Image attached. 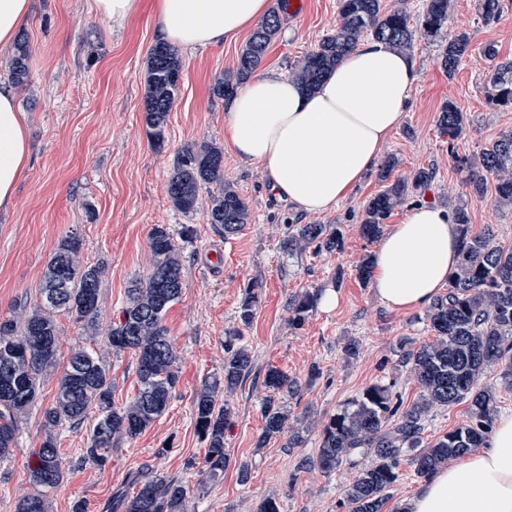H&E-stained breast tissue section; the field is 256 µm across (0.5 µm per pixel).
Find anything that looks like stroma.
<instances>
[{"mask_svg": "<svg viewBox=\"0 0 512 512\" xmlns=\"http://www.w3.org/2000/svg\"><path fill=\"white\" fill-rule=\"evenodd\" d=\"M305 2L304 13L284 14L262 69L291 74L331 32L338 0ZM505 3L500 19L486 26L478 19L476 0H455L444 33L416 39L413 56L420 78L383 152L398 158L396 175L419 167L435 170L433 182L408 206L431 203L450 209L466 202L473 230L492 225L497 240L508 245L512 210L495 207L494 188L480 197L470 194L452 160L456 153H478L512 130V111L487 102L489 63L481 54L491 46L498 60H512V0ZM153 4L141 0L138 12L115 27L91 10L90 0H32L21 28L31 48L30 77L14 92L27 119L29 164L13 206L0 209V319L20 317L23 304L35 302L58 241L73 232L82 240L81 261L105 266L99 326L107 328L117 319L130 283L153 265L152 226L165 224L176 234L186 224L194 230L191 241L179 244L184 287L164 318L180 357L174 398L142 434L116 445L104 468L73 464L50 499V512H71L81 499L88 512H112L113 493L136 491V478L151 472L186 487L189 512H258L269 497L279 500L283 512H339L350 469L325 473L306 464L317 453L324 423L375 383L392 385L404 405L417 401L420 387L397 367L396 351L401 342L418 346L432 339L424 310H390L370 282L357 277L362 258L377 248L361 235L360 215L383 185L370 175L353 195L319 215L296 212L270 192L262 167L241 161L227 144L224 101L211 91L218 76L235 69L243 46L239 40L180 49L182 76L168 117L167 143L155 149L143 120L147 59L159 40ZM462 31L471 38V51L450 76L438 57L449 35ZM448 101L467 119L463 135L453 142L437 126ZM203 141L221 147L225 180L251 206L250 223L231 238L209 223L206 208L184 214L168 199L178 156ZM408 206L395 209L389 224L399 223ZM291 224L340 225L344 247L288 253L281 243ZM251 284L258 287V304L243 330L255 373L228 396L234 412L225 433L230 463L223 480L205 485L206 443L195 431L193 398L204 378L221 373L224 336L240 327L238 307ZM326 288L338 292V307L330 312L314 308L301 325H292L291 299ZM353 340L359 353L350 359L345 347ZM271 366L302 384L289 406L292 414L313 421L303 447H287L282 437L265 448L255 446L263 427L262 381ZM314 367L319 375L313 379ZM56 385V378L45 381L41 408L23 421L15 448L0 459V512H15L18 499L32 490L30 451L40 445L41 409L51 403ZM243 462L251 466L244 483L238 478Z\"/></svg>", "mask_w": 512, "mask_h": 512, "instance_id": "1", "label": "stroma"}]
</instances>
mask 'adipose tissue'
Masks as SVG:
<instances>
[{"instance_id":"ef3b65f1","label":"adipose tissue","mask_w":512,"mask_h":512,"mask_svg":"<svg viewBox=\"0 0 512 512\" xmlns=\"http://www.w3.org/2000/svg\"><path fill=\"white\" fill-rule=\"evenodd\" d=\"M270 11L269 0H154L158 34L186 49L237 40ZM419 80L411 54L361 40L314 91L282 73L248 80L224 103V136L241 160L260 165L270 190L296 210L321 214L374 170ZM29 161L26 117L0 84V208L13 204ZM459 258L449 209L423 203L381 239L372 286L389 309L433 303ZM407 512H512V415L484 448L435 472Z\"/></svg>"}]
</instances>
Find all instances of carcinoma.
Returning a JSON list of instances; mask_svg holds the SVG:
<instances>
[{
  "label": "carcinoma",
  "instance_id": "cac0c4a2",
  "mask_svg": "<svg viewBox=\"0 0 512 512\" xmlns=\"http://www.w3.org/2000/svg\"><path fill=\"white\" fill-rule=\"evenodd\" d=\"M452 0H423L422 11L411 18L403 9L385 11L381 0H339L336 27L325 36L292 72L291 79L305 90L316 89L322 78L364 37L383 41L402 52H413L416 35L436 36L448 24ZM504 0H477L478 16L485 25L496 22L504 11ZM283 4L271 11L252 32L240 51L236 70L216 79L213 93L228 98L262 63L281 26ZM465 32L448 38L440 54V66L448 76L458 70L469 53ZM484 57L492 62L488 81L489 104L512 110V61L495 62L496 52L487 47ZM31 49L28 38L18 37L11 50L9 77L22 86L29 77ZM182 64L177 49L156 43L147 60L144 94V123L152 144L166 143L169 113L179 90ZM466 118L453 103H445L438 116L440 134L448 137V148L461 136ZM458 172L469 192L481 195L486 175L495 178L494 203L512 208V132H506L479 155L455 157ZM398 160L389 155L381 163L383 189L364 205L360 230L377 239L392 211L403 205L410 193L427 186L431 169L421 167L406 178L391 179ZM219 184L209 196L210 223L237 234L249 223V201L232 184L224 181L222 151L208 143L187 151L177 160L168 180L172 206L183 213L195 211L204 184ZM459 234L460 259L448 277L447 293L426 311L427 328L433 341L414 347L403 343L398 363L410 369L421 388L418 401L402 409L392 385L368 386L340 413L324 424L317 455L308 465L324 472L342 466L357 473L342 492L338 508L343 512H383L391 486L399 479L401 457L418 478L426 479L475 448L484 445L498 413L496 389L482 383L485 371L501 367V379L512 388V248L497 242L494 230L472 229L467 204L459 202L452 211ZM155 263L143 277L127 288L126 303L105 336L112 354L130 353L136 361L137 393L117 407L112 402L110 366L96 351L85 347L71 350L58 379L52 403L43 410L44 434L32 451L30 483L33 492L16 504V512H48L50 493L64 479L66 462L58 446L57 428L89 424L86 445L73 461L79 467L103 468L112 456L115 442L142 434L167 410L179 382L178 355L164 317L183 288L181 250L165 224H155L149 233ZM340 227L327 224H290L284 248L301 253L313 246L333 252L343 248ZM81 240L72 233L57 244L39 288V302L19 320H0V458L15 446L19 423L39 402L43 380L59 366L58 314L73 321L80 330H96L104 266L84 265L79 259ZM257 292L248 286L238 307L244 327L254 318ZM317 304V295L306 292L296 297L290 310L291 322L299 325ZM254 362L242 334L234 330L224 340L222 374L202 382L193 399L195 428L207 442L205 480L224 476L229 458L224 448V431L232 410L222 394H230L253 372ZM264 386L263 427L256 440L260 449L272 439L288 436L287 448L305 443L303 418L290 413L288 400L295 397L301 382L276 367L267 370ZM467 405L468 420L432 442L423 434L434 410ZM368 458L367 463L361 459ZM186 488L162 474L144 477L134 494L112 503L113 512H188Z\"/></svg>",
  "mask_w": 512,
  "mask_h": 512
}]
</instances>
